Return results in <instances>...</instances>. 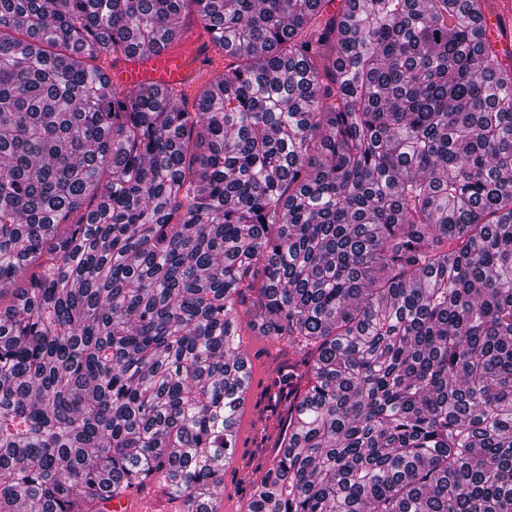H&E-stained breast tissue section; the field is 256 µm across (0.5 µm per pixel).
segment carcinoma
<instances>
[{"label":"carcinoma","instance_id":"obj_1","mask_svg":"<svg viewBox=\"0 0 512 512\" xmlns=\"http://www.w3.org/2000/svg\"><path fill=\"white\" fill-rule=\"evenodd\" d=\"M492 2L0 0V512H221L244 316L306 367L245 512H512ZM197 24L191 102L90 64ZM168 491L165 487L160 486L157 482L150 487H146L138 492H133L129 496L137 498H146L159 503L161 506L157 510L159 512H175L177 503L169 501Z\"/></svg>","mask_w":512,"mask_h":512}]
</instances>
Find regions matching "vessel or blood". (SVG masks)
Listing matches in <instances>:
<instances>
[{
    "label": "vessel or blood",
    "mask_w": 512,
    "mask_h": 512,
    "mask_svg": "<svg viewBox=\"0 0 512 512\" xmlns=\"http://www.w3.org/2000/svg\"><path fill=\"white\" fill-rule=\"evenodd\" d=\"M212 56L209 41L202 32L195 31L182 42L136 53L133 60L108 67L104 81L144 89L168 87L188 92L207 75Z\"/></svg>",
    "instance_id": "vessel-or-blood-1"
}]
</instances>
